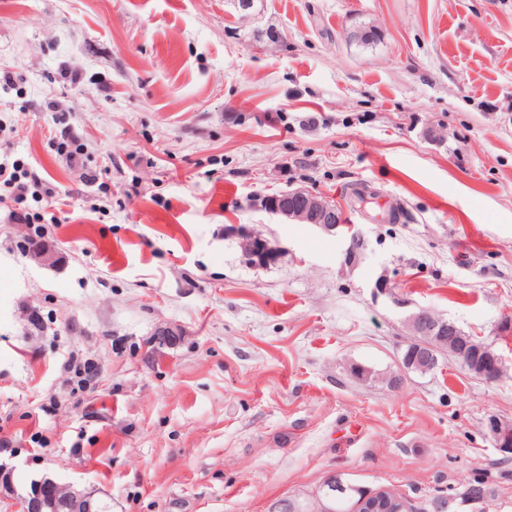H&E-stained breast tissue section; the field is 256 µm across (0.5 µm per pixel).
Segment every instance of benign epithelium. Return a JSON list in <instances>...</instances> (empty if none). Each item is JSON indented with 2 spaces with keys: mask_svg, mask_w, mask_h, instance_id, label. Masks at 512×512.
<instances>
[{
  "mask_svg": "<svg viewBox=\"0 0 512 512\" xmlns=\"http://www.w3.org/2000/svg\"><path fill=\"white\" fill-rule=\"evenodd\" d=\"M254 207L270 214L282 216L299 224H312L326 232L336 233L343 224L342 213L329 206L327 200L307 189L288 191V197L278 201L272 197L254 200ZM245 257L248 261L258 264H271L278 260L280 250L271 245L270 241L252 234L243 241ZM408 327L413 336L434 335L448 338L454 346L462 350L476 347V343L464 337L462 331L450 321H442L431 314L427 308H420L408 318ZM438 359L431 353L415 349L402 357V365L407 370H427L437 365ZM15 467L0 460V507L5 512H60L59 504H64L66 512H99L97 504L91 497L83 495L79 490L61 486L50 478L35 480L29 491L21 495L14 485ZM336 486L335 480L321 486L317 494L306 501L294 499L291 507L295 512H327L329 496L326 487ZM359 506L368 512H399L395 494L388 491H377L366 495Z\"/></svg>",
  "mask_w": 512,
  "mask_h": 512,
  "instance_id": "7a95c632",
  "label": "benign epithelium"
}]
</instances>
